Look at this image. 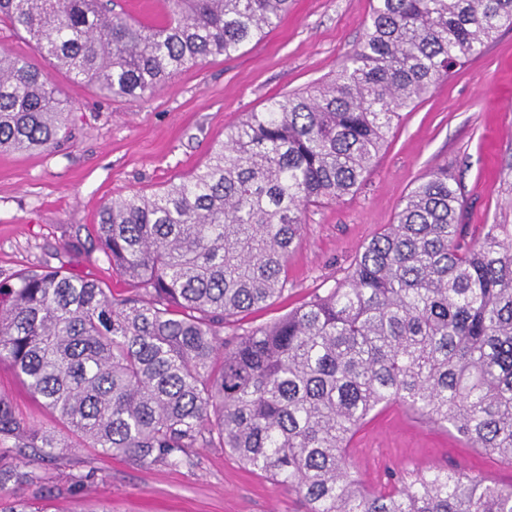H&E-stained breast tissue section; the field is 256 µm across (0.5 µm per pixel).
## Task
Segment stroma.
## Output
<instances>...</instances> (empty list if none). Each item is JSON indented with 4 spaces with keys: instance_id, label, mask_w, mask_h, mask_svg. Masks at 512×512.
<instances>
[{
    "instance_id": "obj_1",
    "label": "stroma",
    "mask_w": 512,
    "mask_h": 512,
    "mask_svg": "<svg viewBox=\"0 0 512 512\" xmlns=\"http://www.w3.org/2000/svg\"><path fill=\"white\" fill-rule=\"evenodd\" d=\"M370 0H293L280 23L238 53L178 72L144 100L101 97L66 74L52 78L71 102L74 136L49 153L0 154V278L22 268L65 266L124 287L94 232L104 201L178 180L247 113L338 70L360 41ZM447 167L461 182L466 239L489 224H512V30L403 111L357 191L308 207L288 260V289L247 324H264L343 279L364 246L393 222L417 180ZM0 396L47 427L53 416L0 363ZM193 468L140 465L94 448H65L40 464V489L17 488L49 512H306L303 499L253 474L220 448H200ZM352 472L369 489L436 467L512 484V464L481 452L454 429L389 404L352 438ZM83 477L74 485L75 477Z\"/></svg>"
}]
</instances>
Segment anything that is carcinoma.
Instances as JSON below:
<instances>
[{
  "label": "carcinoma",
  "instance_id": "obj_1",
  "mask_svg": "<svg viewBox=\"0 0 512 512\" xmlns=\"http://www.w3.org/2000/svg\"><path fill=\"white\" fill-rule=\"evenodd\" d=\"M290 5L162 0L142 20L117 0H0V21L72 81L145 99ZM505 28L512 0H372L333 76L249 113L179 181L101 206L97 238L123 292L62 266L1 279L0 363L63 431L0 397V494L40 488L31 458L62 448L189 468L194 449L222 448L306 512H512V485L439 468L381 493L348 462L354 434L400 402L512 463V225L464 242L448 169L418 180L334 288L243 323L287 290L307 207L354 193L401 112ZM72 112L49 72L0 47V153L57 148ZM0 512L44 510L14 499Z\"/></svg>",
  "mask_w": 512,
  "mask_h": 512
}]
</instances>
